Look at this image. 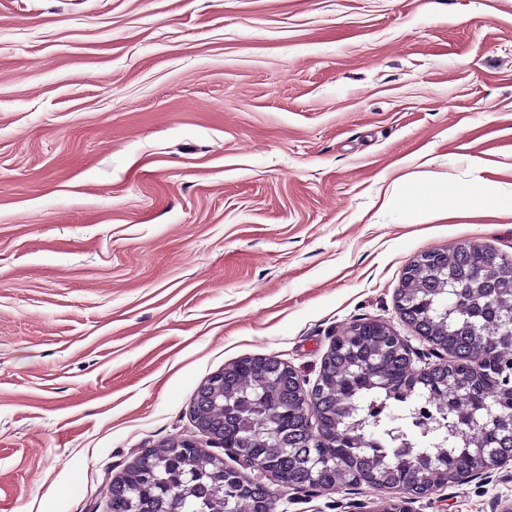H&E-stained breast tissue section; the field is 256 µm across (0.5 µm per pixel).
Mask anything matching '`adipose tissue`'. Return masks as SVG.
Returning <instances> with one entry per match:
<instances>
[{
    "label": "adipose tissue",
    "instance_id": "obj_1",
    "mask_svg": "<svg viewBox=\"0 0 512 512\" xmlns=\"http://www.w3.org/2000/svg\"><path fill=\"white\" fill-rule=\"evenodd\" d=\"M434 183L432 195L423 197L417 207L415 220L423 224L432 220H468L484 215L493 192L486 189H476L466 201L457 203L448 197V185L441 175L436 173L416 172L408 177L409 183L416 184L422 180Z\"/></svg>",
    "mask_w": 512,
    "mask_h": 512
}]
</instances>
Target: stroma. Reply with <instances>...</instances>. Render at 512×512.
Listing matches in <instances>:
<instances>
[{"instance_id":"35a3bbf8","label":"stroma","mask_w":512,"mask_h":512,"mask_svg":"<svg viewBox=\"0 0 512 512\" xmlns=\"http://www.w3.org/2000/svg\"><path fill=\"white\" fill-rule=\"evenodd\" d=\"M512 191V0H0V512H108L245 356L305 387L416 255L512 259V214L410 223L400 177ZM400 491L283 490L275 512ZM507 512L512 463L410 500Z\"/></svg>"}]
</instances>
